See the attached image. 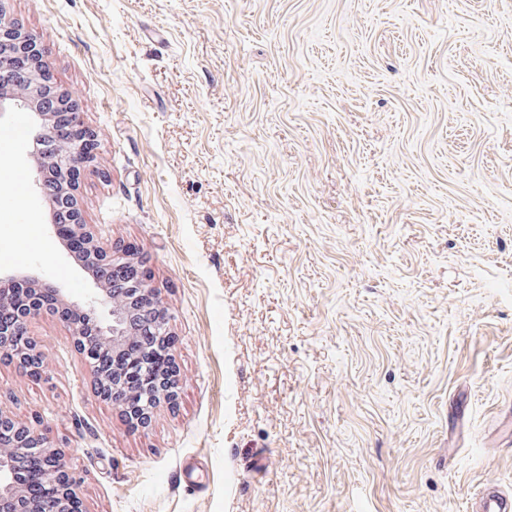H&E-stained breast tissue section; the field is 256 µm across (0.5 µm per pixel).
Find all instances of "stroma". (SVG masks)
Instances as JSON below:
<instances>
[{"label":"stroma","instance_id":"obj_1","mask_svg":"<svg viewBox=\"0 0 512 512\" xmlns=\"http://www.w3.org/2000/svg\"><path fill=\"white\" fill-rule=\"evenodd\" d=\"M98 139L76 195L176 337L145 428L33 320L86 512H467L512 493V0H0ZM29 144L0 166L5 273L83 303ZM202 479L186 483V465ZM475 503L476 512H510L512 511V497L497 488H484L477 494Z\"/></svg>","mask_w":512,"mask_h":512}]
</instances>
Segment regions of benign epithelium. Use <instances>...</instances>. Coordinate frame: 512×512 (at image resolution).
<instances>
[{
    "label": "benign epithelium",
    "instance_id": "benign-epithelium-1",
    "mask_svg": "<svg viewBox=\"0 0 512 512\" xmlns=\"http://www.w3.org/2000/svg\"><path fill=\"white\" fill-rule=\"evenodd\" d=\"M56 111L69 113L71 124L84 129L83 113L69 92L52 82L37 41L19 25L0 18V118L11 112L27 115L34 135L30 157L36 171L35 185L41 189L54 184L52 202L63 205L72 215L74 235L86 249L83 267L94 273L96 290L83 303V310L96 317L97 340L122 351L127 338L138 334L147 343L170 351L174 340L165 315L154 318L140 303V297L149 295L150 308L163 311L158 291L148 278L139 275L137 262L95 243L77 207L75 174L94 161L95 136L88 132L84 140L57 137ZM25 278L38 283L35 292L60 302L67 300V289L30 274ZM14 279L12 274L0 276V308L12 311L9 323H0V362L7 361L45 383L47 378L40 374L41 353L28 325L50 313L51 308L41 305L35 296L27 299L6 293L2 285ZM71 328L76 347L92 370L95 390L110 398L102 379L108 369L95 357L96 340H85L75 323ZM177 395L176 380L170 374L145 388L140 403L125 408V417L143 426L155 409L174 405ZM63 447L64 439L50 438L41 428L20 423L0 408V512H85L82 480L68 470Z\"/></svg>",
    "mask_w": 512,
    "mask_h": 512
}]
</instances>
